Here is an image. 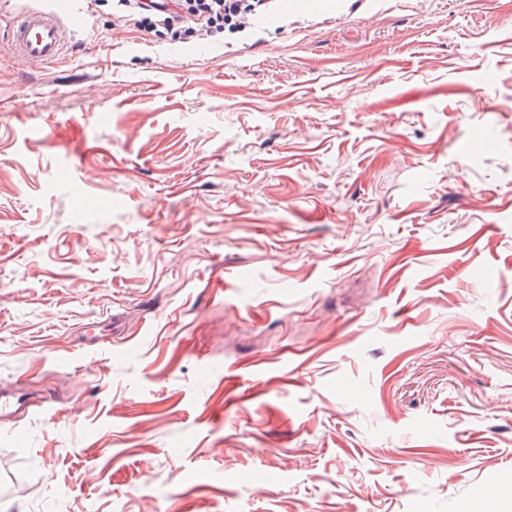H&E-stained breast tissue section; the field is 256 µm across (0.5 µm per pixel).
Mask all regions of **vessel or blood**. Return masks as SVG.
Wrapping results in <instances>:
<instances>
[{
    "mask_svg": "<svg viewBox=\"0 0 512 512\" xmlns=\"http://www.w3.org/2000/svg\"><path fill=\"white\" fill-rule=\"evenodd\" d=\"M86 25V14L75 0H54L52 10H25L15 15L0 33V45L40 66L55 60L63 51L67 35Z\"/></svg>",
    "mask_w": 512,
    "mask_h": 512,
    "instance_id": "b4317fda",
    "label": "vessel or blood"
}]
</instances>
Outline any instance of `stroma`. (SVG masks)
Here are the masks:
<instances>
[{"instance_id": "obj_1", "label": "stroma", "mask_w": 512, "mask_h": 512, "mask_svg": "<svg viewBox=\"0 0 512 512\" xmlns=\"http://www.w3.org/2000/svg\"><path fill=\"white\" fill-rule=\"evenodd\" d=\"M112 19L0 47V512H512V0Z\"/></svg>"}]
</instances>
